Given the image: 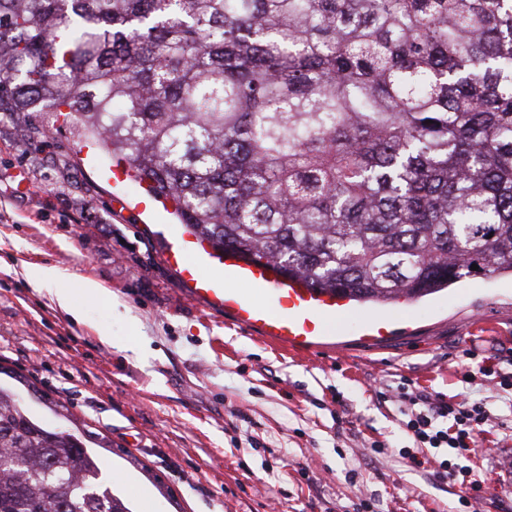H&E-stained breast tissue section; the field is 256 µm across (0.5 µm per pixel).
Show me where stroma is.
Returning a JSON list of instances; mask_svg holds the SVG:
<instances>
[{
  "mask_svg": "<svg viewBox=\"0 0 512 512\" xmlns=\"http://www.w3.org/2000/svg\"><path fill=\"white\" fill-rule=\"evenodd\" d=\"M45 121L0 119V389L35 422L88 433L130 512H342L361 495L380 512H457L459 488L400 455V404L378 390L403 381L488 400L473 512H512V406L476 371L512 357V278L353 307L329 330L343 354L291 356L183 297L161 256L180 224L63 120L40 139ZM44 267L64 271L70 309L38 284ZM374 317L391 324L380 346L360 339Z\"/></svg>",
  "mask_w": 512,
  "mask_h": 512,
  "instance_id": "1",
  "label": "stroma"
}]
</instances>
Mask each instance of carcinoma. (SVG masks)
<instances>
[{"instance_id": "cac0c4a2", "label": "carcinoma", "mask_w": 512, "mask_h": 512, "mask_svg": "<svg viewBox=\"0 0 512 512\" xmlns=\"http://www.w3.org/2000/svg\"><path fill=\"white\" fill-rule=\"evenodd\" d=\"M4 110L352 302L512 275V0H0ZM0 512L130 510L0 391Z\"/></svg>"}]
</instances>
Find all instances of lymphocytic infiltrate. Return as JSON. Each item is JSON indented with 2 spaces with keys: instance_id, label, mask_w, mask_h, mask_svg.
Returning a JSON list of instances; mask_svg holds the SVG:
<instances>
[{
  "instance_id": "f902f5d3",
  "label": "lymphocytic infiltrate",
  "mask_w": 512,
  "mask_h": 512,
  "mask_svg": "<svg viewBox=\"0 0 512 512\" xmlns=\"http://www.w3.org/2000/svg\"><path fill=\"white\" fill-rule=\"evenodd\" d=\"M399 398L405 406L401 425L413 440L402 455L413 466L429 465L436 483L464 489L462 507H469L468 491L479 485L470 466L461 464L477 435L486 433L491 412L485 400L465 393L445 398L419 389L401 387Z\"/></svg>"
}]
</instances>
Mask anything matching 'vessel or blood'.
<instances>
[{"mask_svg": "<svg viewBox=\"0 0 512 512\" xmlns=\"http://www.w3.org/2000/svg\"><path fill=\"white\" fill-rule=\"evenodd\" d=\"M165 261L179 267L189 283L188 295L207 311L224 313L260 339L292 352L312 353L324 346L323 324L343 320L348 299L308 287L284 276L267 262L216 250L206 238L183 230L163 250ZM251 286V293L235 289V282ZM267 304L257 303L254 293Z\"/></svg>", "mask_w": 512, "mask_h": 512, "instance_id": "vessel-or-blood-1", "label": "vessel or blood"}]
</instances>
